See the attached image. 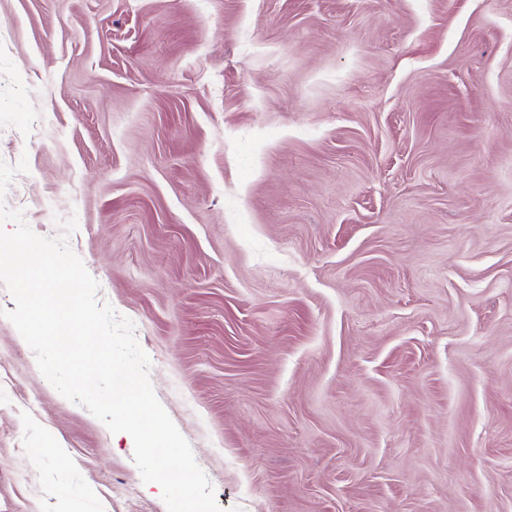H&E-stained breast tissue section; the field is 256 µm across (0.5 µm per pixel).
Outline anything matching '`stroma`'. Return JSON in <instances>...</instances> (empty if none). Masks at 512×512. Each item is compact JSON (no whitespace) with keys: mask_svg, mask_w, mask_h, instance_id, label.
<instances>
[{"mask_svg":"<svg viewBox=\"0 0 512 512\" xmlns=\"http://www.w3.org/2000/svg\"><path fill=\"white\" fill-rule=\"evenodd\" d=\"M0 161L223 512H512V0H0ZM133 450L0 317V512Z\"/></svg>","mask_w":512,"mask_h":512,"instance_id":"stroma-1","label":"stroma"}]
</instances>
